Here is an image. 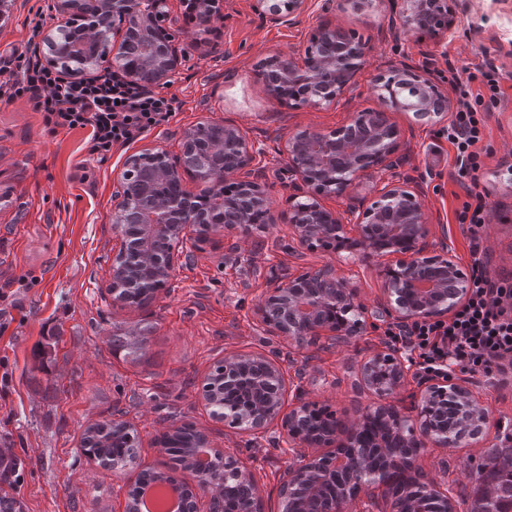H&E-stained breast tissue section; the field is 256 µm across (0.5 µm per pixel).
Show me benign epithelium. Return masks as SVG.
Returning a JSON list of instances; mask_svg holds the SVG:
<instances>
[{"label": "benign epithelium", "instance_id": "obj_1", "mask_svg": "<svg viewBox=\"0 0 512 512\" xmlns=\"http://www.w3.org/2000/svg\"><path fill=\"white\" fill-rule=\"evenodd\" d=\"M52 0V9L61 18L57 33L44 37L49 51L47 64L64 67L65 76L83 79L89 69L105 73L112 69L111 43L119 41L118 50L140 45L143 51L140 67L119 65L121 78L142 88L168 84L186 61L185 49L172 36L157 39L161 22L167 16L168 0ZM309 0H255L253 10L265 23L292 25L308 10ZM391 8L398 15L402 27L408 31H425L434 36L453 32L458 15L469 8V0H391ZM224 11V0H192L189 13L200 25H207ZM83 20V27L69 30L72 18ZM313 45L305 50V57L271 58L259 65L268 92L283 98L282 89L295 86L303 95L295 98L298 104L320 105L330 103L351 84L361 66L367 46L363 41L343 30L322 26ZM384 89L391 95V105L411 112L419 119L439 118L448 110V96L432 81L428 68L414 67L404 61L392 66ZM208 123L201 121L183 137L182 152L176 157L163 149L131 155L120 175L122 193L112 211L114 229L127 222L141 224L139 241L123 238L120 252L112 261V286L124 288H166L171 272L179 263H187L193 251L209 241L210 234L249 225L250 210L267 209L265 175L251 168L252 144L235 124L224 125L221 145L235 154L238 164L220 173L208 172L202 181L215 187L231 183V176L244 173L235 182L240 209L227 222L224 210L230 206L228 198H220L216 208L200 214L196 197L186 190L165 195L155 202L147 196L152 185L141 179L143 162L150 158L155 173V184L182 180V174L197 164L195 155L207 132ZM396 131L384 112L367 110L357 112L345 128L324 133L304 129L289 135L279 151L288 154V165L282 175L290 180L294 190L305 197L296 201L288 213V223L294 225L299 241L310 247L330 248L342 243L350 249H363L372 254L396 253L403 255L397 268L386 271L387 288L395 296V306L385 310L399 326L414 318L440 316L452 311L466 300L470 283L453 258L444 251L428 254L425 239L429 229L425 214L416 196L402 185L383 189L379 199L358 214L359 238L345 236V225L336 214L327 210L319 196L341 195L370 169L381 165L394 169L400 163L395 157ZM192 224L198 234L193 250H183V232ZM164 235L171 247L164 251L151 250L146 254L152 277L146 279L138 269L125 264L127 252L140 249L142 244ZM333 305L343 322L345 335H355L367 326L366 311L354 304L353 292L346 282L337 277L332 266L305 272L295 278L274 283L269 295L258 309L268 332L282 336H298L299 325L312 321L325 306ZM408 367L399 350L377 354L363 366L364 381L381 399L388 398L404 381ZM421 403L417 406L421 431L442 445H448L446 428L448 405L457 410L459 433L457 443L481 435L489 428L484 411L472 398L462 381L448 373L419 376ZM223 392L258 391L264 395L256 406L238 405L229 409L224 403V419L234 425L245 423L250 429H262L280 417L284 380L274 362L259 355L224 359ZM315 405L302 399L282 418V426L291 440L304 439L300 427L308 424ZM386 421L389 435L413 440V430L406 420L391 407H377ZM352 454L338 450L329 457H315L291 469L281 485L284 499L291 502L292 512H304L303 501L294 495L296 487L309 477H316L313 487L323 478L351 469ZM221 481H248L250 476L236 462L221 460ZM386 484L380 472H360L346 483L343 503H330L326 512H342L343 504L357 498L375 485ZM421 489L442 503V512H456L448 496L442 494L434 482H420Z\"/></svg>", "mask_w": 512, "mask_h": 512}]
</instances>
